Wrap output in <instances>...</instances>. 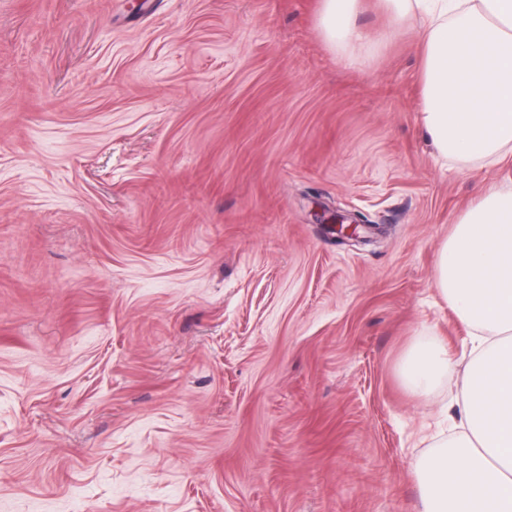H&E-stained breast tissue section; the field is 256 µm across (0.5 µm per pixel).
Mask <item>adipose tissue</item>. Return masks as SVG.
Here are the masks:
<instances>
[{
	"label": "adipose tissue",
	"mask_w": 512,
	"mask_h": 512,
	"mask_svg": "<svg viewBox=\"0 0 512 512\" xmlns=\"http://www.w3.org/2000/svg\"><path fill=\"white\" fill-rule=\"evenodd\" d=\"M391 29L417 21L421 125L450 163L512 159V0H379ZM362 0H320L332 49L364 40ZM435 286L470 336L457 382L453 432L418 464L420 512H512V187L485 189L441 245ZM453 364L439 336L414 342L398 364L406 388L432 395Z\"/></svg>",
	"instance_id": "obj_1"
}]
</instances>
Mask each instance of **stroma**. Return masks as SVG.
Here are the masks:
<instances>
[{"label": "stroma", "mask_w": 512, "mask_h": 512, "mask_svg": "<svg viewBox=\"0 0 512 512\" xmlns=\"http://www.w3.org/2000/svg\"><path fill=\"white\" fill-rule=\"evenodd\" d=\"M319 0H0V512H419L452 397L417 335L481 188L420 40L342 62ZM363 214L339 243L323 211ZM452 364L448 342L433 335L411 345L398 364V375L413 395L427 397L448 376Z\"/></svg>", "instance_id": "stroma-1"}]
</instances>
